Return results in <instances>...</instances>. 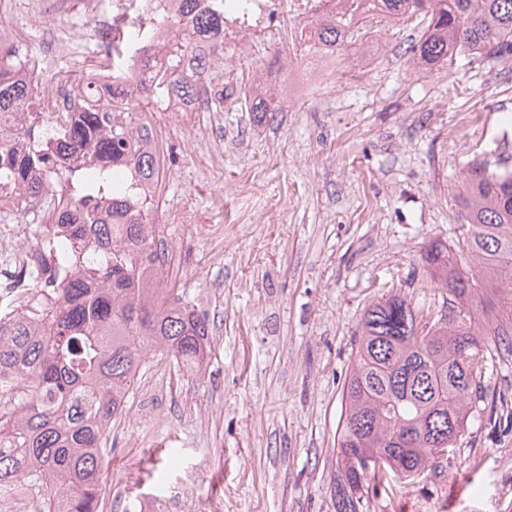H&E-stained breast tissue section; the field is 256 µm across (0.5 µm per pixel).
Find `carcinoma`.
<instances>
[{
  "instance_id": "cac0c4a2",
  "label": "carcinoma",
  "mask_w": 512,
  "mask_h": 512,
  "mask_svg": "<svg viewBox=\"0 0 512 512\" xmlns=\"http://www.w3.org/2000/svg\"><path fill=\"white\" fill-rule=\"evenodd\" d=\"M164 54L137 92L72 85L77 119L48 131L35 84L39 59L0 48V199L63 197L32 230L40 274L23 310H0V489H37L35 512H103L99 471L114 448L112 424L150 354L177 371L200 372L210 324L180 289L157 276L158 204L141 187L161 158L139 110L196 87L208 61L204 37L224 35V0H180ZM308 46L336 53L367 36L373 20L424 23L413 58L445 67L462 52L512 58V0H318ZM128 46L102 58L122 68ZM462 237L432 243L424 259L448 291L436 315L393 295L371 304L355 339L337 427L336 512H362L365 495L425 477L486 401V350L512 352V172L473 162L457 195Z\"/></svg>"
}]
</instances>
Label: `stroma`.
Wrapping results in <instances>:
<instances>
[{
	"instance_id": "stroma-1",
	"label": "stroma",
	"mask_w": 512,
	"mask_h": 512,
	"mask_svg": "<svg viewBox=\"0 0 512 512\" xmlns=\"http://www.w3.org/2000/svg\"><path fill=\"white\" fill-rule=\"evenodd\" d=\"M314 17L313 0H294L276 30L228 38L209 73L223 111L168 122L159 221L212 352L198 376L147 359L101 470L104 512H336L342 384L365 310L385 295L439 310L423 255L461 233L464 170L512 169V59L421 67L417 27L389 20L364 47L313 58L297 34ZM55 21L0 0V29L41 58L47 105L57 81L101 62L82 17L43 56ZM255 86L273 117L249 112ZM481 381L495 415L474 408L425 478L363 512H512V356L487 359Z\"/></svg>"
}]
</instances>
